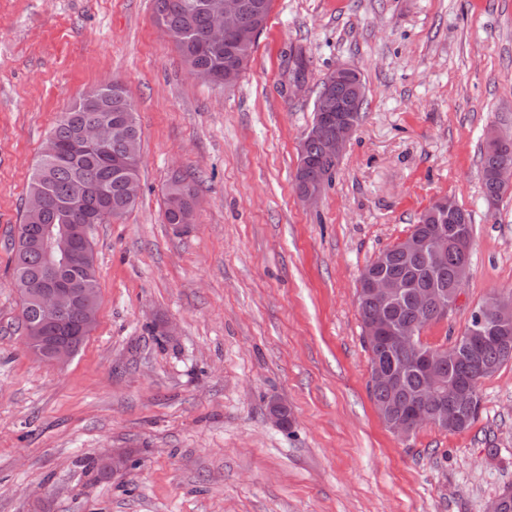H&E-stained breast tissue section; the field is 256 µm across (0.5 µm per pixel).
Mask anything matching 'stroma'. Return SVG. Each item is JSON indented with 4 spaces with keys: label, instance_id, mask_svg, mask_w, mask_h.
<instances>
[{
    "label": "stroma",
    "instance_id": "stroma-1",
    "mask_svg": "<svg viewBox=\"0 0 512 512\" xmlns=\"http://www.w3.org/2000/svg\"><path fill=\"white\" fill-rule=\"evenodd\" d=\"M342 62L366 105L310 206L299 143ZM113 78L142 189L93 228L97 322L56 367L26 346L11 238L58 116ZM492 125L512 134V0H273L231 87L188 74L152 0H0V512H487L512 485V362L479 383L469 428L400 438L369 397L355 298L442 196L472 216L469 274L423 343L452 345L512 292V185L493 205L482 189ZM176 170L197 184L191 224L163 218ZM114 451L126 475L88 468Z\"/></svg>",
    "mask_w": 512,
    "mask_h": 512
}]
</instances>
